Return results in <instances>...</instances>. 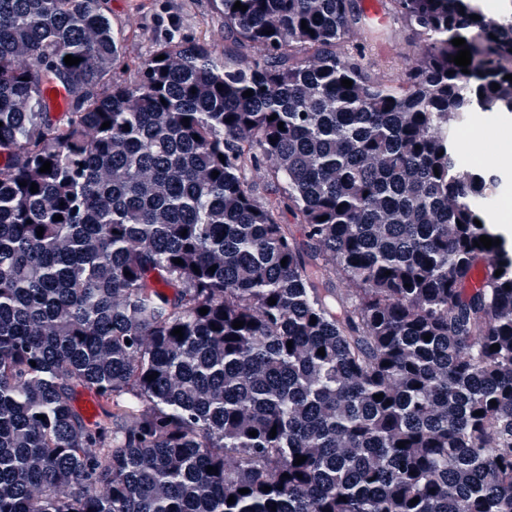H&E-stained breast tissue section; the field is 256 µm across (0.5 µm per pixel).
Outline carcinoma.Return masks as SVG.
I'll return each instance as SVG.
<instances>
[{
	"label": "carcinoma",
	"instance_id": "cac0c4a2",
	"mask_svg": "<svg viewBox=\"0 0 512 512\" xmlns=\"http://www.w3.org/2000/svg\"><path fill=\"white\" fill-rule=\"evenodd\" d=\"M392 3L393 82L355 0H216L263 56L170 37L125 82L102 0H0V512H512V246L474 245L503 176L456 141L512 115V7ZM78 387L145 406L91 423ZM366 0H356L357 7L364 11ZM387 18V24L380 33H371L360 28L355 34L351 50L360 56L366 73L374 80H395L402 73L407 57L419 53L420 46L405 22L393 10L391 0H377ZM375 0L365 2L369 19L382 21L383 16ZM247 179L254 184L256 192L261 198L273 197L282 193L286 183L281 177L270 172L269 166H262L258 170L247 172Z\"/></svg>",
	"mask_w": 512,
	"mask_h": 512
}]
</instances>
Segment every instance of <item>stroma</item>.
<instances>
[{"label":"stroma","instance_id":"stroma-1","mask_svg":"<svg viewBox=\"0 0 512 512\" xmlns=\"http://www.w3.org/2000/svg\"><path fill=\"white\" fill-rule=\"evenodd\" d=\"M387 18L382 32L362 28L350 48L358 53L366 73L374 80L399 77L407 57L419 53L420 46L405 22L393 10L392 0H378ZM106 15L121 36L122 49L112 70L117 80H133L136 65L168 36L185 42L207 44L215 59L231 56L247 65L259 51L237 44L224 29V18L213 0H103Z\"/></svg>","mask_w":512,"mask_h":512}]
</instances>
